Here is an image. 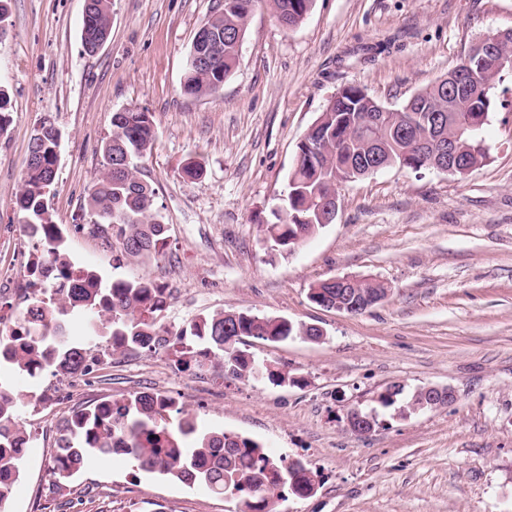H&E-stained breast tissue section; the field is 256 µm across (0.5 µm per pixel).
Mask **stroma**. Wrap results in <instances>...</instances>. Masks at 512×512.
I'll return each instance as SVG.
<instances>
[{
    "label": "stroma",
    "instance_id": "stroma-1",
    "mask_svg": "<svg viewBox=\"0 0 512 512\" xmlns=\"http://www.w3.org/2000/svg\"><path fill=\"white\" fill-rule=\"evenodd\" d=\"M220 0H112V33L95 54L81 42L85 0H8L0 84L12 99L0 136V328L26 302L32 241L16 196L28 143L44 120L61 132L47 201L63 249L103 280L149 279L172 291V332L200 313L235 310L320 327L312 342L246 339L292 382L220 378L184 369L172 347L116 352L91 378L43 374L51 399L28 407L34 438L6 512H236L202 486L104 457L55 485L57 424L72 411L136 393L173 397L203 426L259 442L316 475L279 512H512V71L495 83L482 130L487 162L463 176L396 167L337 186L335 221L292 254L262 227L288 191L297 146L330 99L355 85L391 108L459 64L486 35L512 30V0H314L280 26L257 5L238 69L214 94L184 95L196 30ZM150 112L155 140L139 164L168 226L159 253L128 261L87 229L112 112ZM201 164L198 179L183 165ZM353 276L391 294L360 315L316 305L311 286ZM451 388L449 404L377 405L391 384ZM373 412L369 435L345 423Z\"/></svg>",
    "mask_w": 512,
    "mask_h": 512
}]
</instances>
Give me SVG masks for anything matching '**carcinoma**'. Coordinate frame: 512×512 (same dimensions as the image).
<instances>
[{
	"mask_svg": "<svg viewBox=\"0 0 512 512\" xmlns=\"http://www.w3.org/2000/svg\"><path fill=\"white\" fill-rule=\"evenodd\" d=\"M258 0H224L206 23L223 35L214 67L204 71L189 49L188 69L182 91L190 96L217 93L239 64L237 36L246 35L253 7ZM278 23L286 28L301 24L313 0H268ZM92 23L82 22L81 41L87 53L107 42L112 28L111 0H89ZM486 76L454 97H448V81L438 79L391 109L361 88L348 86L333 97L297 146L288 180L285 206L278 222L266 225L265 239L271 246L290 253L307 237L325 226L329 198L336 195V172L355 165L404 167L413 171L443 163L437 141L448 142L458 126L477 128L458 139V148L477 168L487 160L480 136L493 104L494 82L502 70L493 61L484 63ZM11 99L0 88V134L11 124ZM445 113L437 129L411 127L410 112ZM382 112L381 124L369 135L360 133L366 117ZM112 134L102 149L103 175L88 199L94 230L112 239L126 259L156 253L163 247L168 227L155 204L151 185L142 178L136 159L143 157L155 139L151 113L125 108L112 113ZM59 130L49 120L40 124L28 144L31 160L26 164L17 204L21 223L28 231L40 228L50 242L51 264L59 275L48 297L31 293L23 317L11 331L0 333V507L12 496L23 455L16 445L24 440L20 418L33 404L14 380L34 379L49 371L68 377L90 370L100 352L147 350L158 353L170 345L181 346L185 367H208L232 378H261L275 385L288 384V371L277 363L259 360L240 349L246 338L272 343L293 336L317 341L319 329L294 323L285 317H270L239 311L202 313L173 336L166 335L159 317L171 293L150 280L100 277L89 288L70 286L76 274L62 248V239L52 224L46 204L59 161ZM382 282L360 281L346 286L322 280L310 289L317 305L332 306L347 292L366 304L384 292ZM76 317L93 318L88 335L80 340L62 337L58 328ZM133 461L137 470L159 473L186 485H202L216 495L237 492L241 512H276L284 495L310 494L315 475L300 461L275 457L254 440L200 426L183 407L156 395L137 393L121 402H105L68 416L56 440L50 472L59 486L102 456L115 452Z\"/></svg>",
	"mask_w": 512,
	"mask_h": 512,
	"instance_id": "obj_1",
	"label": "carcinoma"
}]
</instances>
